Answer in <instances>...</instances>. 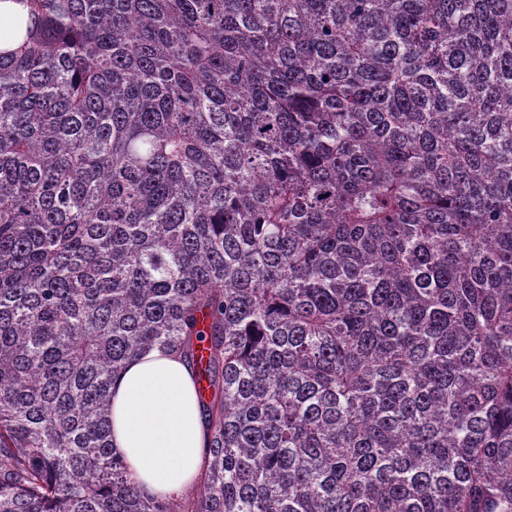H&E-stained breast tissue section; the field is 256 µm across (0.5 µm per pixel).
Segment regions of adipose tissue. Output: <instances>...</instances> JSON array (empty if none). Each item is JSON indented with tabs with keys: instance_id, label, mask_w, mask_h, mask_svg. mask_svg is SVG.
Here are the masks:
<instances>
[{
	"instance_id": "adipose-tissue-1",
	"label": "adipose tissue",
	"mask_w": 512,
	"mask_h": 512,
	"mask_svg": "<svg viewBox=\"0 0 512 512\" xmlns=\"http://www.w3.org/2000/svg\"><path fill=\"white\" fill-rule=\"evenodd\" d=\"M112 450L144 494H180L194 484L208 445L195 373L184 358L150 350L112 383Z\"/></svg>"
}]
</instances>
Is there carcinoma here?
Listing matches in <instances>:
<instances>
[{"label": "carcinoma", "mask_w": 512, "mask_h": 512, "mask_svg": "<svg viewBox=\"0 0 512 512\" xmlns=\"http://www.w3.org/2000/svg\"><path fill=\"white\" fill-rule=\"evenodd\" d=\"M0 512H512V0H16ZM189 360L195 494L111 451Z\"/></svg>", "instance_id": "obj_1"}]
</instances>
